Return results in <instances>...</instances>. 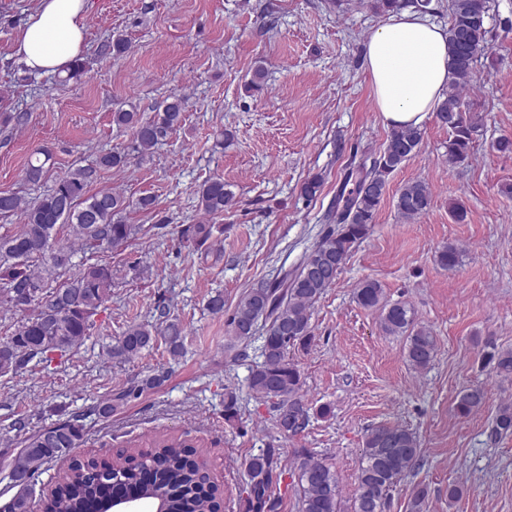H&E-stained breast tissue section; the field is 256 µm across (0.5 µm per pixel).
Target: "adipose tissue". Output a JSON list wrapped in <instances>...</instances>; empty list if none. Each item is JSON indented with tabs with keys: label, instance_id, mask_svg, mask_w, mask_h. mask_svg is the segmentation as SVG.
Here are the masks:
<instances>
[{
	"label": "adipose tissue",
	"instance_id": "adipose-tissue-1",
	"mask_svg": "<svg viewBox=\"0 0 512 512\" xmlns=\"http://www.w3.org/2000/svg\"><path fill=\"white\" fill-rule=\"evenodd\" d=\"M88 0H37L19 28L14 52L31 72L61 70L85 50ZM375 103L393 127H417L453 81L445 28L404 9L374 29L365 44Z\"/></svg>",
	"mask_w": 512,
	"mask_h": 512
}]
</instances>
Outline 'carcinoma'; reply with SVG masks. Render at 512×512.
<instances>
[{
    "label": "carcinoma",
    "mask_w": 512,
    "mask_h": 512,
    "mask_svg": "<svg viewBox=\"0 0 512 512\" xmlns=\"http://www.w3.org/2000/svg\"><path fill=\"white\" fill-rule=\"evenodd\" d=\"M380 13L412 8L420 14L433 11L431 0H371ZM492 0H448V44L454 81L438 103L435 117L448 127V163L467 160L480 132L479 117L466 110L461 92L473 81L477 66L489 51L488 20ZM186 101L171 96L154 116L144 120L133 110L112 113V123L132 131L128 150L107 152L96 164L70 170L60 176L47 194L27 201L15 193H0V213L20 214L22 224L13 234L0 235V308L5 311L33 310L14 333L0 342V375L14 374L36 359L48 363L51 356L80 345L90 335L93 317L112 297V267L85 265L59 280L72 266L75 250L94 254L117 249L140 231L125 223L127 209L148 211L154 198L143 195L131 202L112 190L90 192L89 186L101 169H125L132 157L144 155L166 141L185 121ZM423 142L417 127L392 128L379 152L353 151L349 155L336 194L324 214V226L311 250L290 269L241 294L226 324L230 346L259 342L257 361L249 367L247 387L256 399L270 403L274 428L283 436H295L307 426L310 407L302 392V376L288 353L296 345L311 343L310 311L327 288L336 283L351 249L365 239L384 200L390 176L414 154ZM28 162L26 179L36 183L45 172L51 154L44 148ZM322 178L305 180L300 196L310 201L321 191ZM432 193L422 181L403 185L395 208L406 220L424 214ZM199 204L204 213L218 215L234 204V195L224 180L211 178L199 188ZM66 237H60L61 230ZM224 234L220 224H190L182 230L184 239L200 249ZM437 262L454 268L460 253L453 246L443 248ZM356 300L364 308L380 310V325L388 335L407 337L406 357L417 369L433 360L436 339L417 325L412 309L405 303L384 301L383 288L373 280L362 282ZM167 320L163 330L154 325L132 323L115 344L106 348L109 359L126 363L153 348L157 336L164 335L174 358L183 353L179 324ZM493 372L512 378V349L490 355ZM166 375H146L93 407L98 417H112L120 408L139 398L147 389L162 385ZM484 391L472 387L460 392L455 408L468 416L483 404ZM240 398L234 391L224 394V420L238 417ZM493 432L512 434V405L502 406L494 420ZM84 424L75 415L42 428L24 440L27 451L12 457L10 464L29 474L30 482L12 498L10 512H31V494L44 466L71 454L82 446ZM420 443L415 432L401 425H380L366 435L361 454L355 497L345 508L336 474L326 459L305 448L292 456L289 472L295 475L297 512H387L390 491L419 466ZM189 448L180 443H158L154 450L139 454L140 465L152 471L151 484L144 491L158 495L166 512H213L216 481L206 469L189 459ZM278 448H265L245 461L251 492L244 512H278L282 503L274 487L284 473ZM110 471L88 465L52 491L55 512H83L94 497L96 483L108 481Z\"/></svg>",
    "instance_id": "cac0c4a2"
}]
</instances>
